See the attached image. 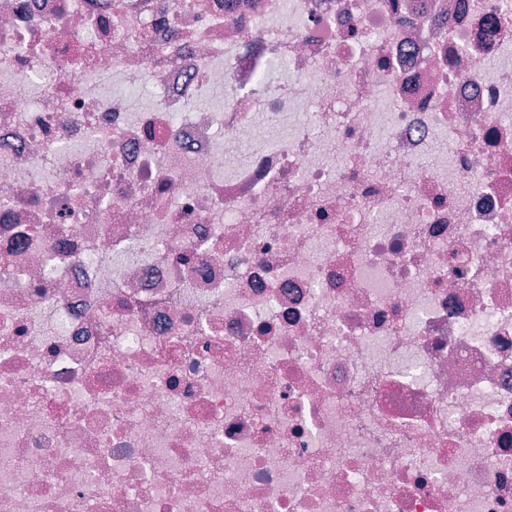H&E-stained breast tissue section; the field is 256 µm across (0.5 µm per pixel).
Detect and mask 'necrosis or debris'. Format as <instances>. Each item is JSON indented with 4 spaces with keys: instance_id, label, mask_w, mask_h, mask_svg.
<instances>
[{
    "instance_id": "obj_1",
    "label": "necrosis or debris",
    "mask_w": 512,
    "mask_h": 512,
    "mask_svg": "<svg viewBox=\"0 0 512 512\" xmlns=\"http://www.w3.org/2000/svg\"><path fill=\"white\" fill-rule=\"evenodd\" d=\"M0 266V512H512V16L0 0Z\"/></svg>"
}]
</instances>
